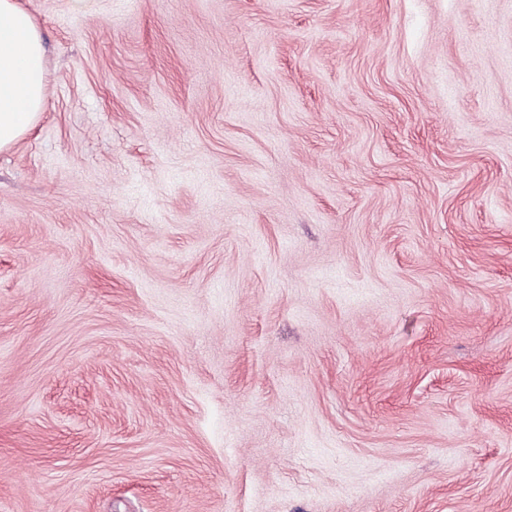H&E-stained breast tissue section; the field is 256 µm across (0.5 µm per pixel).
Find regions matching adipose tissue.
Masks as SVG:
<instances>
[{"mask_svg":"<svg viewBox=\"0 0 512 512\" xmlns=\"http://www.w3.org/2000/svg\"><path fill=\"white\" fill-rule=\"evenodd\" d=\"M42 32L19 0H0V151L12 149L45 108Z\"/></svg>","mask_w":512,"mask_h":512,"instance_id":"1","label":"adipose tissue"}]
</instances>
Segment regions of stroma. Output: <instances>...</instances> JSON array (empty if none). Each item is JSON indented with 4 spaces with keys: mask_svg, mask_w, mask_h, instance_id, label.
<instances>
[{
    "mask_svg": "<svg viewBox=\"0 0 512 512\" xmlns=\"http://www.w3.org/2000/svg\"><path fill=\"white\" fill-rule=\"evenodd\" d=\"M0 512H512V0H20ZM42 32L19 0H0V151L12 149L45 108Z\"/></svg>",
    "mask_w": 512,
    "mask_h": 512,
    "instance_id": "obj_1",
    "label": "stroma"
}]
</instances>
